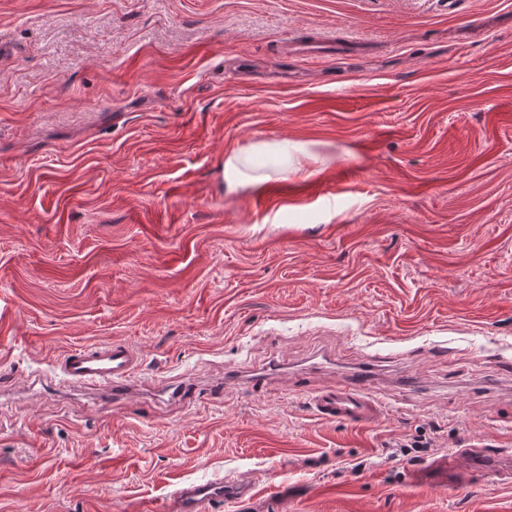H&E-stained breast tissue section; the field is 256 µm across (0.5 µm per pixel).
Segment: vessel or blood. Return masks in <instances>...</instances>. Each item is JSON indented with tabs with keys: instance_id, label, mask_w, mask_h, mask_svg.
I'll list each match as a JSON object with an SVG mask.
<instances>
[{
	"instance_id": "1",
	"label": "vessel or blood",
	"mask_w": 512,
	"mask_h": 512,
	"mask_svg": "<svg viewBox=\"0 0 512 512\" xmlns=\"http://www.w3.org/2000/svg\"><path fill=\"white\" fill-rule=\"evenodd\" d=\"M138 365L134 348L114 340L69 352L57 363L54 374L63 384L98 390L118 402L128 398ZM312 405L319 418L364 425L376 420L381 402L371 393L368 378L350 375L315 395ZM423 478L460 492L484 479L511 485L512 450L461 448L425 471ZM251 494L252 483L245 476L209 483L181 482L170 494L166 512H212L219 503L238 504Z\"/></svg>"
}]
</instances>
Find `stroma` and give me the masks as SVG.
<instances>
[{
  "instance_id": "obj_1",
  "label": "stroma",
  "mask_w": 512,
  "mask_h": 512,
  "mask_svg": "<svg viewBox=\"0 0 512 512\" xmlns=\"http://www.w3.org/2000/svg\"><path fill=\"white\" fill-rule=\"evenodd\" d=\"M113 340L132 399L54 379ZM355 371L383 413L318 418ZM478 443L512 448V0H0V512L234 474L215 512H512L419 478ZM302 149L288 140H281L273 144H260L254 146L245 155L231 154L224 161V176L226 189L230 192L244 189L258 177L248 172L253 158H262L271 167L288 165L297 152Z\"/></svg>"
}]
</instances>
